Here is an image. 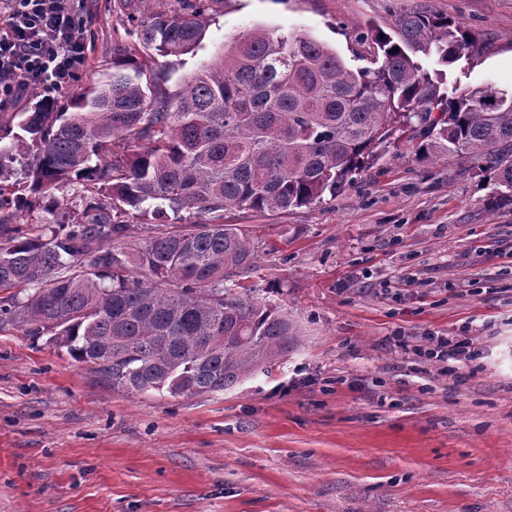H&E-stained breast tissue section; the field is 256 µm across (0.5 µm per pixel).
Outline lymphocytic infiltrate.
<instances>
[{"label":"lymphocytic infiltrate","mask_w":512,"mask_h":512,"mask_svg":"<svg viewBox=\"0 0 512 512\" xmlns=\"http://www.w3.org/2000/svg\"><path fill=\"white\" fill-rule=\"evenodd\" d=\"M0 112L29 93L68 87L88 52L85 22L68 0H0ZM479 353L471 338L432 336L423 357L440 363L470 362Z\"/></svg>","instance_id":"obj_1"}]
</instances>
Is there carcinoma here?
<instances>
[{
  "label": "carcinoma",
  "instance_id": "carcinoma-1",
  "mask_svg": "<svg viewBox=\"0 0 512 512\" xmlns=\"http://www.w3.org/2000/svg\"><path fill=\"white\" fill-rule=\"evenodd\" d=\"M205 29L201 0L136 19L112 74L67 108L43 96L0 114L12 139L0 146V322L53 333L133 395L228 390L299 345L288 310L244 283L259 246L225 210L334 199L403 128L419 159L484 160L499 187L489 204L512 203V92L448 84L477 42L448 17L398 7L395 37L360 36L367 65L355 68L312 38L258 28L174 93L145 74L139 54H187ZM64 188L68 208L55 201ZM133 232L134 251L105 246Z\"/></svg>",
  "mask_w": 512,
  "mask_h": 512
}]
</instances>
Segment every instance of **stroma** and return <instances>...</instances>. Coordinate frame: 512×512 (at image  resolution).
<instances>
[{"label":"stroma","mask_w":512,"mask_h":512,"mask_svg":"<svg viewBox=\"0 0 512 512\" xmlns=\"http://www.w3.org/2000/svg\"><path fill=\"white\" fill-rule=\"evenodd\" d=\"M477 47L462 89H512V0H406ZM397 0H211L193 52L146 59L168 91L235 39L278 28L355 64ZM89 55L66 105L112 71L132 20L180 0H74ZM468 157L417 160L399 139L334 199L238 209L301 332L271 374L191 397L131 395L51 334L0 325V512H512V205ZM472 338L471 362L413 353Z\"/></svg>","instance_id":"1"}]
</instances>
